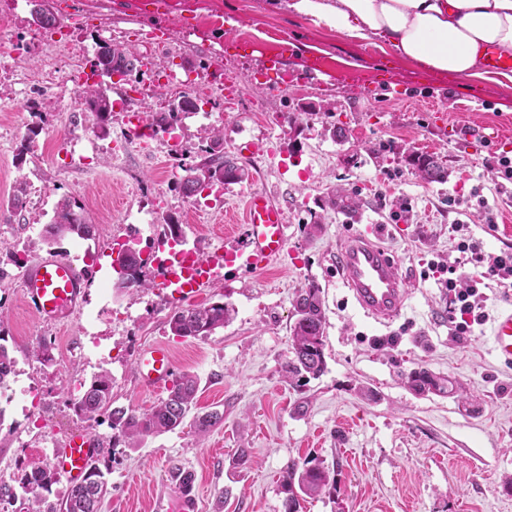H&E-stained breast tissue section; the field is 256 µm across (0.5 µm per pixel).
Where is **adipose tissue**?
<instances>
[{"mask_svg":"<svg viewBox=\"0 0 512 512\" xmlns=\"http://www.w3.org/2000/svg\"><path fill=\"white\" fill-rule=\"evenodd\" d=\"M330 31L377 40L402 60L461 80H491L486 50L512 56V0H291Z\"/></svg>","mask_w":512,"mask_h":512,"instance_id":"1","label":"adipose tissue"}]
</instances>
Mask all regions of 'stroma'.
<instances>
[{"label": "stroma", "instance_id": "1", "mask_svg": "<svg viewBox=\"0 0 512 512\" xmlns=\"http://www.w3.org/2000/svg\"><path fill=\"white\" fill-rule=\"evenodd\" d=\"M142 0H76L63 16V41L101 39L134 44L154 71L195 75L188 86L200 108L176 125L154 130L148 148L125 145L134 116L151 117L166 101L133 93L108 123L85 110L80 93L92 81L87 60L46 44L30 0H0V344L15 364L0 393V483L22 469L51 463V450L73 432L97 438L109 493L101 512H183L173 466L194 476V512H284L280 481L289 462L322 461L336 485L305 499L301 512H512V365L497 360L487 325L456 335L439 263L456 256L469 227L487 250L512 251V181L496 177L498 159L512 160V82H463L397 59L376 42L330 32L288 9L286 0H167L164 15ZM170 37L149 39L154 27ZM288 45V64L322 58L317 78L274 90L260 62ZM241 82L228 110L217 88ZM46 103L34 117L32 102ZM332 113H324V106ZM301 115L298 132L283 124ZM348 131L333 140L332 126ZM225 153L249 172L224 187L222 207L196 211L177 180L181 162L201 161L214 128ZM37 136H30V129ZM467 130L469 143L456 141ZM498 139H489V132ZM253 143L256 153L239 147ZM392 145L373 159L368 150ZM412 147L448 168L443 183L420 181L400 156ZM26 180L22 208L11 202ZM354 192L352 217L325 207L333 187ZM264 190L288 224L284 256L267 269H241L196 297L226 302L232 320L208 337L171 334L177 303L167 291H119L112 261L133 235L149 251L178 219L189 245L206 254L241 224L248 194ZM68 198L96 224L94 238L43 236L57 202ZM369 224H401L387 240L404 276L401 315L383 325L352 302L336 274V247ZM52 253L89 276L86 299L60 323L42 321L23 300L22 267ZM324 291V373L306 386L289 385L292 301L308 282ZM51 346L34 351L37 338ZM168 344L176 373L198 380L194 412L220 410L224 422L205 434L184 426L113 444L107 421H87L68 403L73 382L112 377L114 406L145 409L165 391L141 388L138 355ZM424 368L452 379L453 396L419 395L407 386ZM304 413H297V406ZM246 465H233L237 449Z\"/></svg>", "mask_w": 512, "mask_h": 512}]
</instances>
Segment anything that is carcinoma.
Returning a JSON list of instances; mask_svg holds the SVG:
<instances>
[{
    "mask_svg": "<svg viewBox=\"0 0 512 512\" xmlns=\"http://www.w3.org/2000/svg\"><path fill=\"white\" fill-rule=\"evenodd\" d=\"M91 66L93 72L106 76L117 69L123 76L131 75L138 67L139 59L131 48L112 41H99ZM184 100L175 111L157 112L153 115L155 126H171L184 112L196 110L193 98L182 94ZM82 104L85 109L95 113L106 122L113 112L112 100L107 88L100 83L86 86L82 91ZM208 156L198 164L183 163L184 172L178 179L183 192L192 196L202 187L206 178L220 180L226 184L238 183L249 176L245 167L238 164L236 158L223 151V132L214 131L212 144L206 150ZM402 160L414 171V174L427 183H442L448 178V171L434 157L422 154L415 148L402 152ZM326 204L341 212H352L360 206L355 196L338 189L328 197ZM96 227L86 221L82 213L74 209L67 199L57 203L53 222L46 227V240H55L66 235H75L82 239L92 237ZM120 273L119 287L126 290L146 291L150 283L143 278V260L140 253L127 249L117 256ZM294 322L291 330L292 357L285 366L288 382L300 386L304 382L322 375L326 367L324 331L326 315L322 288L314 281L309 282L296 294L293 303ZM232 318V309L224 302H215L202 308H178L171 312L168 319L170 332L182 338L207 337L217 329L224 327ZM408 384L416 392L430 391L442 394L453 393V388L441 383L429 371L421 368L410 373ZM198 390L196 377L182 374L176 377L168 394L147 410L112 407V379L102 373L94 376L83 394L71 402L74 412L86 420L98 421L106 416L111 421L112 444L120 442L131 446L137 444L143 436L173 431L185 424L190 414ZM224 421V414L214 410L193 419V425L199 433H205ZM178 492L183 497L190 496L193 490L192 473L180 468L174 474ZM55 481L54 473L41 466L33 465L24 470L19 486L33 494L32 512H41L40 504L45 502L44 493L51 491ZM335 485L330 472L321 463L298 468L288 464L281 482V492L285 494L284 512H298L300 503L298 494L314 495L326 486ZM108 493V482L99 467L93 461L83 480L69 487L64 500L47 512H101L102 501Z\"/></svg>",
    "mask_w": 512,
    "mask_h": 512,
    "instance_id": "cac0c4a2",
    "label": "carcinoma"
}]
</instances>
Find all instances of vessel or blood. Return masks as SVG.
Masks as SVG:
<instances>
[{
	"instance_id": "obj_1",
	"label": "vessel or blood",
	"mask_w": 512,
	"mask_h": 512,
	"mask_svg": "<svg viewBox=\"0 0 512 512\" xmlns=\"http://www.w3.org/2000/svg\"><path fill=\"white\" fill-rule=\"evenodd\" d=\"M286 229L284 211L274 198L265 191L250 192L243 232L235 243L204 256L191 249L171 253L159 286L187 298L220 278L222 270L265 269L285 252ZM387 230L384 224L371 225L367 231L348 237L336 250V271L352 301L365 316L382 324L400 316L406 300L397 262L374 241ZM87 286V278L73 261L54 255L39 259L22 279L26 303L41 319L51 322L68 317L83 301ZM488 342L501 362L512 363L511 305L502 307L494 317ZM135 370L143 389H161L174 370L171 348L164 343L149 346L136 360ZM97 454L95 441L78 432L53 448V467L76 484Z\"/></svg>"
}]
</instances>
